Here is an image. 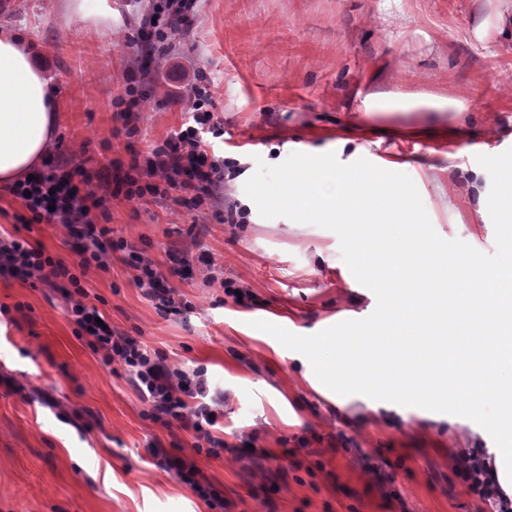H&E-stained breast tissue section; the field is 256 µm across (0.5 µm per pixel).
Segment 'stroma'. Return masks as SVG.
<instances>
[{
	"label": "stroma",
	"instance_id": "stroma-1",
	"mask_svg": "<svg viewBox=\"0 0 512 512\" xmlns=\"http://www.w3.org/2000/svg\"><path fill=\"white\" fill-rule=\"evenodd\" d=\"M153 0H101L104 19L71 13L68 0H5L0 25L30 39L54 80L59 115L52 156L109 176L113 162L161 145L183 122L165 87L147 88L124 120L114 102L143 63L136 47ZM512 0H198L192 34L175 36L154 68L213 80L224 118L223 157L277 165L292 153L395 162L414 182L436 233L495 254L489 215L437 188L442 168L512 148V41L496 28ZM466 98L467 133L442 138L436 112L363 120L368 92ZM135 135H128V126ZM354 139L338 151L337 138ZM99 225L159 263L189 251L190 278L173 277L181 315L159 314L136 286L123 252L83 278L87 301L114 329L203 368L224 394L213 429L228 448L194 454L190 436L147 418L122 371L77 333L56 289L0 278V512H491L466 494L456 460L492 453L464 417L362 394L314 389L310 363L264 320L311 335L368 317L374 293L342 259L338 235L251 210L224 222V199L191 209L177 198L109 200ZM259 304L237 305L222 280ZM254 447H246V440ZM162 443L194 458L219 501L198 497L150 453Z\"/></svg>",
	"mask_w": 512,
	"mask_h": 512
}]
</instances>
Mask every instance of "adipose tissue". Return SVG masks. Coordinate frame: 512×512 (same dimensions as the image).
Listing matches in <instances>:
<instances>
[{
	"label": "adipose tissue",
	"instance_id": "1",
	"mask_svg": "<svg viewBox=\"0 0 512 512\" xmlns=\"http://www.w3.org/2000/svg\"><path fill=\"white\" fill-rule=\"evenodd\" d=\"M57 135L54 87L35 61L23 35L0 33V182L24 180L44 161ZM484 172L449 168V188L470 208L493 204L484 191Z\"/></svg>",
	"mask_w": 512,
	"mask_h": 512
}]
</instances>
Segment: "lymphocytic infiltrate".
I'll list each match as a JSON object with an SVG mask.
<instances>
[{"label": "lymphocytic infiltrate", "mask_w": 512, "mask_h": 512, "mask_svg": "<svg viewBox=\"0 0 512 512\" xmlns=\"http://www.w3.org/2000/svg\"><path fill=\"white\" fill-rule=\"evenodd\" d=\"M148 23L141 33L139 48L149 52L152 41L191 32L197 20L196 0H156ZM176 96L184 106V126L146 157L132 156L128 170H116L110 180H95L84 164L59 158L46 162L33 179L11 185L34 223L62 225L68 243L80 257V268H106L107 254L124 252L133 279L163 315H177L182 305L169 285L174 275H182L190 265L188 255L174 256L168 268H161L144 251L126 240H107V227L96 224L111 198L128 201L163 197L169 191L188 194L191 205L216 194L224 185L226 163L214 151V141L224 135L210 84L192 77L178 87ZM0 277L31 279L52 285L68 301L67 312L80 333L101 352L105 364L119 365L128 382L148 405L146 415L164 427L187 432L195 451L220 455L225 443L213 435L214 413L224 395L211 391L205 373L170 367L161 352H151L133 337L99 325L100 311L87 304L80 278L42 245L10 236L0 240ZM492 465L486 458L469 453L464 460L463 481L469 492L495 504L497 512H512L496 482L491 481Z\"/></svg>", "instance_id": "f902f5d3"}]
</instances>
